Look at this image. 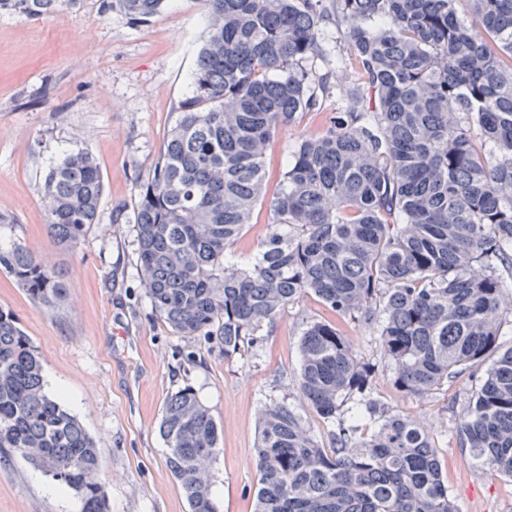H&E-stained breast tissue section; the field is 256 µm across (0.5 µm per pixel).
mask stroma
Returning <instances> with one entry per match:
<instances>
[{
  "mask_svg": "<svg viewBox=\"0 0 512 512\" xmlns=\"http://www.w3.org/2000/svg\"><path fill=\"white\" fill-rule=\"evenodd\" d=\"M207 37L203 0H168L135 21L105 12L103 0H61L53 12L0 11V248L22 244L60 272L66 296L47 308L0 269V309L11 312L42 363L46 392L60 398L102 451L108 512H190L166 465L159 434L168 398L189 387L220 428L213 463L218 512H253L258 489L253 448L270 398L289 404L321 445L333 424L302 397L299 340L307 321L334 320L354 352L380 356L373 327L336 320L305 295L268 323L261 342L225 356L221 339L184 338L152 310L138 278L131 217L137 187L151 178ZM324 55L306 61L313 78L330 74L319 111L281 130L266 153V194L274 196L300 135L319 133L342 107L350 73L329 72L344 53L328 30ZM91 152L103 176L96 224L73 247L47 233L42 186L65 152ZM259 203L228 254L241 267L270 231ZM475 383L463 372L424 396L398 392L380 369L374 398L429 434L458 512H512V482L484 473L459 442V423ZM80 500L12 454L0 458V512H81Z\"/></svg>",
  "mask_w": 512,
  "mask_h": 512,
  "instance_id": "stroma-1",
  "label": "stroma"
}]
</instances>
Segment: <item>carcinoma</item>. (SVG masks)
Segmentation results:
<instances>
[{
    "instance_id": "1",
    "label": "carcinoma",
    "mask_w": 512,
    "mask_h": 512,
    "mask_svg": "<svg viewBox=\"0 0 512 512\" xmlns=\"http://www.w3.org/2000/svg\"><path fill=\"white\" fill-rule=\"evenodd\" d=\"M58 0H0L47 12ZM166 0H106L146 20ZM208 37L151 179L138 187L139 280L153 311L183 337L219 336L224 356L312 294L340 319L376 328L399 392L428 394L486 367L460 423L463 446L512 481V346L502 349L512 274V0H204ZM335 21L356 83L341 115L300 140L271 200L275 230L247 268L227 260L264 197L274 134L319 111L305 61ZM103 179L87 151L44 176L48 234L76 244L96 223ZM0 268L54 306L61 275L29 248ZM298 385L325 422L323 448L285 399L265 404L254 512H457L430 436L369 396L378 364L332 321L302 332ZM358 397L354 407L346 403ZM378 430L357 435L362 422ZM167 464L190 512H217L210 466L219 428L190 388L160 424ZM0 451L45 470L107 512L101 455L45 390L15 316L0 310Z\"/></svg>"
}]
</instances>
